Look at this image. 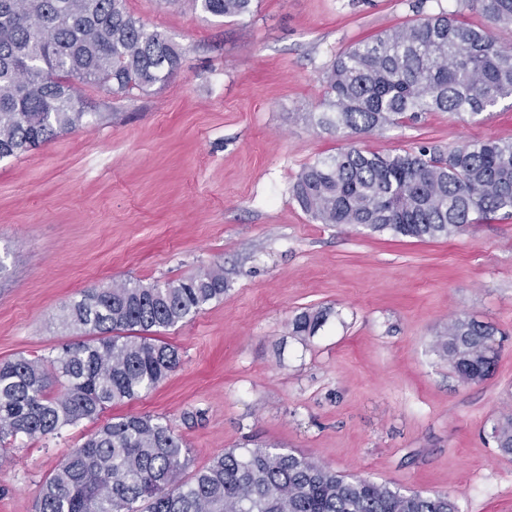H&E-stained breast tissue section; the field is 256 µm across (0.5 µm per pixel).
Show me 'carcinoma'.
<instances>
[{"label":"carcinoma","mask_w":512,"mask_h":512,"mask_svg":"<svg viewBox=\"0 0 512 512\" xmlns=\"http://www.w3.org/2000/svg\"><path fill=\"white\" fill-rule=\"evenodd\" d=\"M251 2L189 0L216 17H244ZM465 2L489 26L425 16L347 47L328 67L326 111L315 123L354 138L426 112L475 118L512 98V45L493 34L512 30V0ZM181 66L166 34L135 18L125 0H0V159L87 124L77 85L125 97L166 82ZM292 196L319 224L447 238L497 215L512 217V141L387 154L352 141L305 166ZM223 296L216 270L85 291L59 320L88 339L58 356L0 362V443L57 436L155 388L181 358L150 333ZM325 317L321 310L297 314L292 335H315ZM495 336L491 324L459 316L438 351L461 382H479L499 356ZM54 383L64 391L51 392ZM491 435L512 455V415ZM187 465L182 440L159 418H113L44 479L37 512H459L448 493H403L275 448L226 450L184 480Z\"/></svg>","instance_id":"cac0c4a2"}]
</instances>
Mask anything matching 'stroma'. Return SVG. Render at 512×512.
I'll use <instances>...</instances> for the list:
<instances>
[{
    "label": "stroma",
    "mask_w": 512,
    "mask_h": 512,
    "mask_svg": "<svg viewBox=\"0 0 512 512\" xmlns=\"http://www.w3.org/2000/svg\"><path fill=\"white\" fill-rule=\"evenodd\" d=\"M173 41L181 69L113 98L78 94L89 125L0 160V362L83 340L61 324L84 290L223 273V298L161 331L180 366L106 417L147 413L183 441L185 477L232 448L274 446L459 512H512V456L490 432L512 414V219L419 241L313 221L291 186L345 146L307 119L330 62L357 41L440 12L482 26L464 0H252L224 18L188 0H126ZM512 140V99L491 113L429 112L361 137L380 153ZM329 311L291 335L308 308ZM498 330L492 374L465 384L437 349L449 318ZM94 428L0 446V512H35L41 484ZM323 311H303L291 321V333L294 336H313L325 322Z\"/></svg>",
    "instance_id": "1"
}]
</instances>
